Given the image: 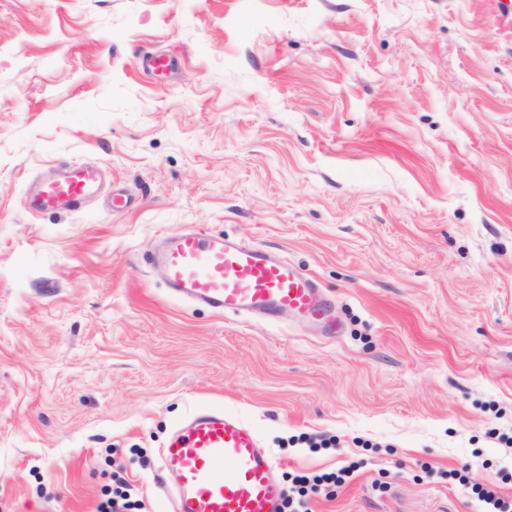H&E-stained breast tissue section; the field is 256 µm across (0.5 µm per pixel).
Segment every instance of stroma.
<instances>
[{"label": "stroma", "instance_id": "35a3bbf8", "mask_svg": "<svg viewBox=\"0 0 512 512\" xmlns=\"http://www.w3.org/2000/svg\"><path fill=\"white\" fill-rule=\"evenodd\" d=\"M494 9L0 0V512H95L119 465L168 512L160 450L200 405L249 420L283 473L358 461L315 512L512 498V447L489 435L512 431V36ZM72 162L106 168L105 191L29 212ZM186 225L279 251L340 334L173 298L135 260ZM473 494L483 507L484 512H511L512 499L500 495L494 488L489 486H475L472 489Z\"/></svg>", "mask_w": 512, "mask_h": 512}]
</instances>
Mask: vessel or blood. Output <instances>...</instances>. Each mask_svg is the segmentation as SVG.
<instances>
[{
	"instance_id": "1",
	"label": "vessel or blood",
	"mask_w": 512,
	"mask_h": 512,
	"mask_svg": "<svg viewBox=\"0 0 512 512\" xmlns=\"http://www.w3.org/2000/svg\"><path fill=\"white\" fill-rule=\"evenodd\" d=\"M102 177L99 167L77 163L42 182L30 208L39 214L79 212ZM177 299L224 316L258 314L277 319L288 312L336 332L334 304L316 280L263 246L194 229L168 235L149 255ZM159 484L171 512H280L285 488L279 463L264 450L255 426L220 407L193 410L160 451Z\"/></svg>"
}]
</instances>
